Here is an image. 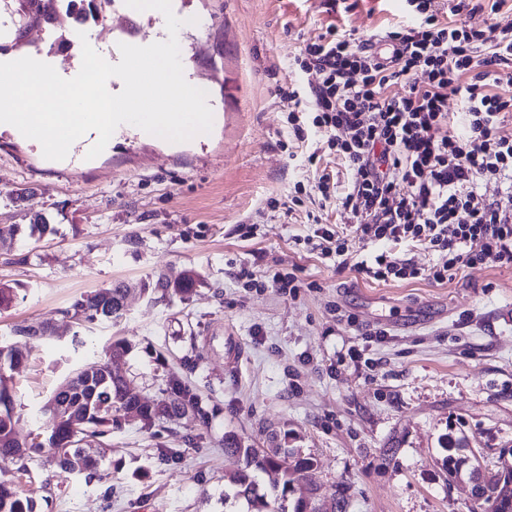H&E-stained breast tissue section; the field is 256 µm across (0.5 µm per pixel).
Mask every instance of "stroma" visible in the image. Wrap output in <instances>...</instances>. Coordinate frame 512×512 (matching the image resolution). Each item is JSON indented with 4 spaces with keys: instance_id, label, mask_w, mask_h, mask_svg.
Listing matches in <instances>:
<instances>
[{
    "instance_id": "obj_1",
    "label": "stroma",
    "mask_w": 512,
    "mask_h": 512,
    "mask_svg": "<svg viewBox=\"0 0 512 512\" xmlns=\"http://www.w3.org/2000/svg\"><path fill=\"white\" fill-rule=\"evenodd\" d=\"M174 6L199 20L180 47L218 112L210 133L173 145L129 130L92 161L51 163L0 131V224L21 227L0 240V283L17 290L0 310V337L27 357L12 373L20 439L47 433L43 407L58 385L89 349L116 339L132 349L111 365L134 378L141 399H161L169 369L215 413L205 427L172 416L148 432L124 418L103 478L35 454L17 490L36 512H248L232 496L231 434L313 456L310 481L324 503L343 497L346 512H475L470 483L448 476L441 440L467 437L489 467L512 452V266L477 264L444 284H383L299 242L309 215L343 223L312 186L322 173L342 183L347 173L324 145L307 164L281 96L291 63L331 25L359 41L410 25L405 0ZM4 51L69 68L82 43L61 21L32 27ZM35 210L54 233L30 235ZM187 270L203 281L188 299L155 303L141 291L157 272ZM245 271L262 287H246ZM277 274L295 276L302 289L265 287ZM115 282L128 288L117 323L79 332L63 317L75 297ZM43 322L53 336L11 333ZM76 333L84 340L77 348ZM168 448L178 459L165 457Z\"/></svg>"
}]
</instances>
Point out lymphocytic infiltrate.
<instances>
[{
  "mask_svg": "<svg viewBox=\"0 0 512 512\" xmlns=\"http://www.w3.org/2000/svg\"><path fill=\"white\" fill-rule=\"evenodd\" d=\"M407 2L412 24L384 35L391 53L333 26L306 43L293 63L300 80L287 93L288 122L298 141L320 133L348 172L346 184L324 173L314 185L348 223L313 217L304 244L365 279L442 284L488 260L512 266V134L502 131L512 97L496 91L512 85L502 69L512 63V22L476 30L464 20L473 0ZM309 72L319 81L302 82ZM452 95L465 108L458 129ZM354 239L368 248L357 261ZM405 243L439 253L440 263L400 258L393 248Z\"/></svg>",
  "mask_w": 512,
  "mask_h": 512,
  "instance_id": "f902f5d3",
  "label": "lymphocytic infiltrate"
}]
</instances>
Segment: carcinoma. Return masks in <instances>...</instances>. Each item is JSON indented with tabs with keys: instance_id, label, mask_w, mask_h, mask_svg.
<instances>
[{
	"instance_id": "carcinoma-1",
	"label": "carcinoma",
	"mask_w": 512,
	"mask_h": 512,
	"mask_svg": "<svg viewBox=\"0 0 512 512\" xmlns=\"http://www.w3.org/2000/svg\"><path fill=\"white\" fill-rule=\"evenodd\" d=\"M56 19L55 0H0V37L14 36V42L23 40L33 24L52 23ZM197 283L196 276L186 272L172 279L159 273L144 289L160 297L190 296ZM128 289L122 285L90 292L74 300L65 313L75 323L87 328L101 322H116L125 315ZM129 346L123 341L111 343L105 355L87 359L72 375L66 377L54 393V399L64 408L50 415V433L44 440L30 445L18 441L15 432L14 399L8 385L13 370L23 360L14 346L0 341V462L17 463L32 451L44 452L50 461L72 472L97 474L101 459L82 454V449L104 447L112 429L121 424V418L136 412L143 428L148 429L170 414H191L194 425L208 423L209 410L194 386L170 377L162 389L164 398L148 404L132 393L130 378H104L107 356H125ZM224 452L241 461L231 478L235 495L247 500L255 512H311L310 504L317 488L308 479L314 467V458L303 457L291 448H255L230 435L224 440ZM293 459L288 463L287 459ZM274 472L280 475L270 495L259 493L256 472ZM0 512H35L34 502L23 498L14 488V482L0 480Z\"/></svg>"
}]
</instances>
